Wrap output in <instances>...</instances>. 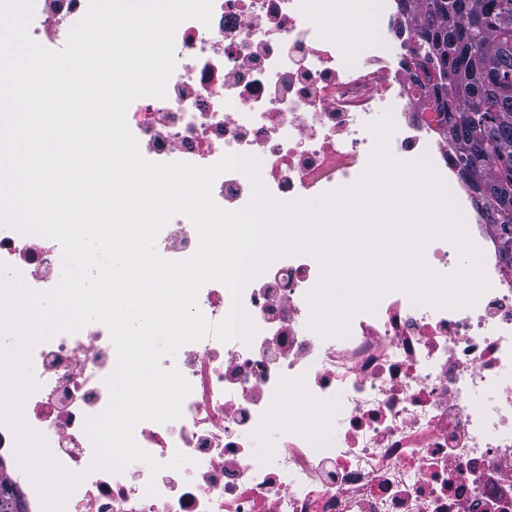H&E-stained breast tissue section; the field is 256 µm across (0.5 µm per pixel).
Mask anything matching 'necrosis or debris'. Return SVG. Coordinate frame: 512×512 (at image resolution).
Here are the masks:
<instances>
[{"instance_id": "necrosis-or-debris-1", "label": "necrosis or debris", "mask_w": 512, "mask_h": 512, "mask_svg": "<svg viewBox=\"0 0 512 512\" xmlns=\"http://www.w3.org/2000/svg\"><path fill=\"white\" fill-rule=\"evenodd\" d=\"M344 13L376 22L352 64L346 41L325 33ZM414 39L391 0H213L210 22L188 19L175 32L182 65L166 98H146L127 125L159 163L254 158L270 195L289 204L355 185L377 144L370 125L388 112L390 155L428 156L464 209L472 197L444 116L409 77ZM251 191L243 172L228 171L212 197L238 210ZM467 232L488 283L473 304L438 308L392 290L374 311L354 313L344 336L308 326V295L321 278L310 253L274 259L237 300L221 283L204 284L197 305L210 323L237 301L254 332L227 342L210 335L163 359L191 385L182 416L141 422L134 437L159 461L189 456L179 471L94 467L85 422L107 407L117 359L105 324L35 343V388L21 410L79 478L63 512H512V273L495 226L479 218ZM198 244L183 215L157 240L177 261ZM61 262L57 241L0 226V264L26 287H54ZM287 396L317 408L328 431L296 427ZM15 446L0 425V480L19 491L24 512H44Z\"/></svg>"}]
</instances>
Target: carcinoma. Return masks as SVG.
<instances>
[{
    "instance_id": "1",
    "label": "carcinoma",
    "mask_w": 512,
    "mask_h": 512,
    "mask_svg": "<svg viewBox=\"0 0 512 512\" xmlns=\"http://www.w3.org/2000/svg\"><path fill=\"white\" fill-rule=\"evenodd\" d=\"M397 7L415 26L414 53L443 72L429 89L459 175L480 196L500 242H512V208L499 206L502 172L512 170V0H397ZM486 128L490 143L480 136ZM0 512H23L1 481Z\"/></svg>"
}]
</instances>
